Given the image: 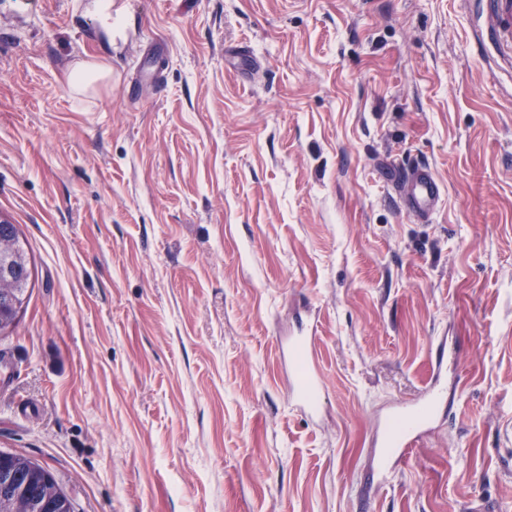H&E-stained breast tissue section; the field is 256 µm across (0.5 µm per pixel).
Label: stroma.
<instances>
[{"mask_svg":"<svg viewBox=\"0 0 512 512\" xmlns=\"http://www.w3.org/2000/svg\"><path fill=\"white\" fill-rule=\"evenodd\" d=\"M0 218V451L74 512H512V56L473 0H0ZM443 336L463 382L377 486ZM401 181L407 187L404 196L407 207L422 219H428L436 210L443 189L431 167L417 164L401 170ZM9 236L12 238L18 253L22 256L20 263L12 261L10 266L12 268V275L16 280L17 292L13 296L14 301L17 303V308L14 306L12 298L4 297L2 305L6 313L9 314L8 319L4 326L0 322V336H9L13 332L17 324L18 313L22 310L28 301L29 295L27 294L28 286L31 278V269L27 258L26 251L20 245L18 229L15 224H1L0 223V236ZM314 333L289 338L285 346L291 361L293 391L297 407L304 413L315 415L321 406L323 386L312 370V356L315 352Z\"/></svg>","mask_w":512,"mask_h":512,"instance_id":"1","label":"stroma"}]
</instances>
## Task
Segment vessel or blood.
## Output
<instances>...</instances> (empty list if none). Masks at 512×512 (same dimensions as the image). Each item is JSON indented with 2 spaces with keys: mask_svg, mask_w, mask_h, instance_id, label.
<instances>
[{
  "mask_svg": "<svg viewBox=\"0 0 512 512\" xmlns=\"http://www.w3.org/2000/svg\"><path fill=\"white\" fill-rule=\"evenodd\" d=\"M490 4L504 47L512 51V0H486ZM401 181L406 188L407 207L421 218H429L436 210L443 189L431 167L417 164L402 171ZM314 335L289 338L285 350L291 361L293 391L297 407L305 413L316 414L321 406L323 386L312 370L315 352ZM430 380L419 396L409 402L391 407L381 421L382 431L375 453L378 475H386L393 464L410 451L416 437L429 424L433 409L446 396L447 376L457 368L456 354L447 342H439Z\"/></svg>",
  "mask_w": 512,
  "mask_h": 512,
  "instance_id": "b4317fda",
  "label": "vessel or blood"
}]
</instances>
